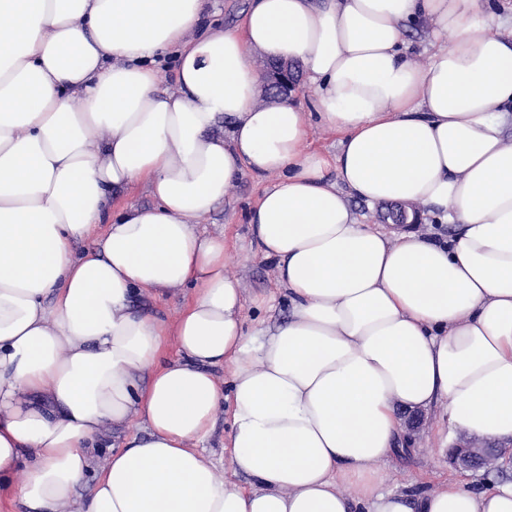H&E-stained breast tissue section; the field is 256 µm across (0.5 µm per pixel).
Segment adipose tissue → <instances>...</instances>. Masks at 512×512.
<instances>
[{
  "mask_svg": "<svg viewBox=\"0 0 512 512\" xmlns=\"http://www.w3.org/2000/svg\"><path fill=\"white\" fill-rule=\"evenodd\" d=\"M206 6L0 0V499L512 512V480L389 491L379 467L403 411L443 399L444 444L512 437V27L491 29L487 0H251L231 29ZM427 20L420 68L406 35ZM257 53L304 65L336 156L308 150L296 105H256ZM247 172L279 176L247 222L290 304L254 333L223 235L198 229ZM136 184L154 206L113 210ZM355 199L421 205L448 234L361 223ZM183 287L175 319L136 306ZM225 406L245 486L199 447Z\"/></svg>",
  "mask_w": 512,
  "mask_h": 512,
  "instance_id": "ef3b65f1",
  "label": "adipose tissue"
}]
</instances>
